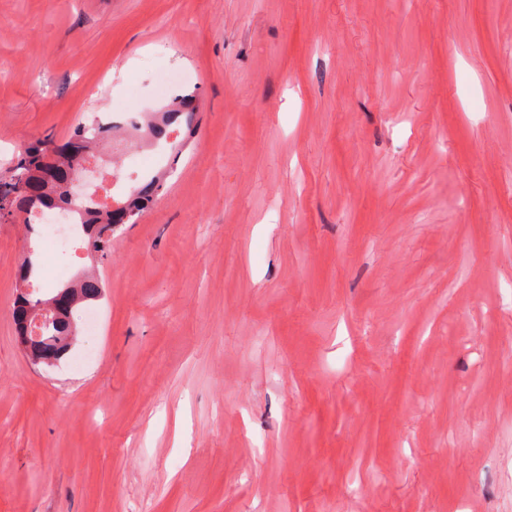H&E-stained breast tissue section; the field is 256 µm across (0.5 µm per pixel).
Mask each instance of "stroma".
<instances>
[{"label": "stroma", "mask_w": 512, "mask_h": 512, "mask_svg": "<svg viewBox=\"0 0 512 512\" xmlns=\"http://www.w3.org/2000/svg\"><path fill=\"white\" fill-rule=\"evenodd\" d=\"M193 88L56 367L0 224V512H512V0H0V174ZM197 95L195 92L177 95L172 99V102L168 105L171 107V111L163 112L169 121H175L176 124L182 125L186 134V140L178 145L179 148L175 154L177 157L178 153L186 149L193 142L196 128V109L195 101ZM166 178V171H160L158 174L151 176L144 183L130 190L125 201L117 207L128 214V222L134 224L145 212L154 196L158 195Z\"/></svg>", "instance_id": "1"}]
</instances>
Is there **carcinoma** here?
Masks as SVG:
<instances>
[{
	"label": "carcinoma",
	"instance_id": "carcinoma-1",
	"mask_svg": "<svg viewBox=\"0 0 512 512\" xmlns=\"http://www.w3.org/2000/svg\"><path fill=\"white\" fill-rule=\"evenodd\" d=\"M196 94L177 95L169 104L171 111L165 113L168 120L183 126L186 140L179 145L184 150L193 142L196 128ZM99 125H76L65 141L58 145L44 139L36 138L22 147L18 160L6 176L0 175V222H15L33 225L36 216L43 209L59 208L75 215L85 227L86 249L102 257L110 254L112 232L115 222L111 221V211L88 198H72V183L83 172L86 159L91 150L112 134V127L107 126L97 135L89 130ZM167 174L164 171L151 176L144 183L132 188L119 209L128 214L131 223L145 212L154 196L158 195ZM34 253L25 257L19 275V296L13 309V319L17 333H24L20 318L24 307L42 301L37 296L39 289L34 287L36 271ZM104 284L97 278L82 274L64 283L60 290L67 292L74 306L99 299ZM78 328L71 312H63L41 328L40 339L35 354L51 359H60L76 341Z\"/></svg>",
	"mask_w": 512,
	"mask_h": 512
}]
</instances>
